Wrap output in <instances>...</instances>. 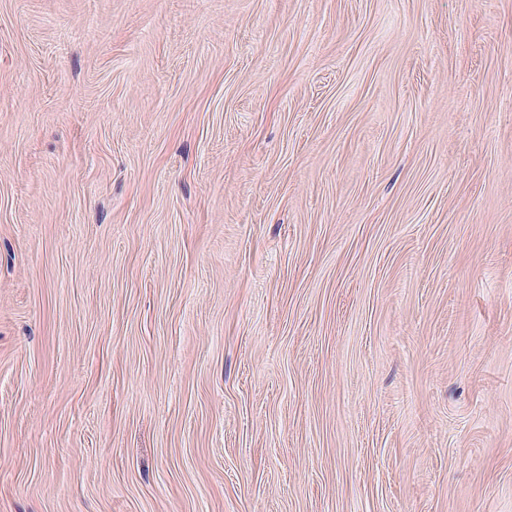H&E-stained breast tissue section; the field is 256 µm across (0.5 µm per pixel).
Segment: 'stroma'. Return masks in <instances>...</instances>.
<instances>
[{"label": "stroma", "instance_id": "stroma-1", "mask_svg": "<svg viewBox=\"0 0 512 512\" xmlns=\"http://www.w3.org/2000/svg\"><path fill=\"white\" fill-rule=\"evenodd\" d=\"M0 512H512V0H0Z\"/></svg>", "mask_w": 512, "mask_h": 512}]
</instances>
